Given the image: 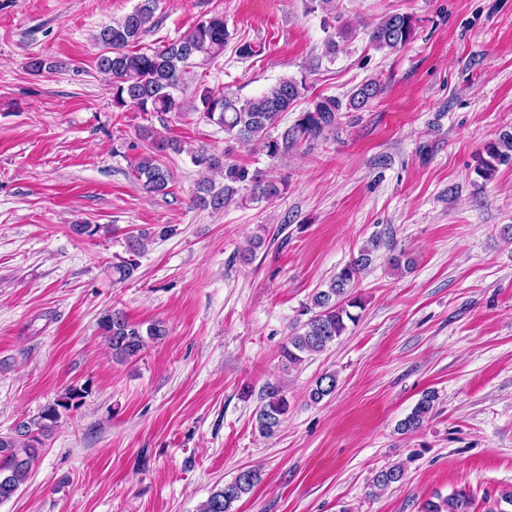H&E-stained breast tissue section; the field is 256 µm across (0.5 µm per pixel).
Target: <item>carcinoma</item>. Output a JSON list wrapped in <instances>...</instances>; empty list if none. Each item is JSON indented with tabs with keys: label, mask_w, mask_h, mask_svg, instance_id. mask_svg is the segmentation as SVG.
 <instances>
[{
	"label": "carcinoma",
	"mask_w": 512,
	"mask_h": 512,
	"mask_svg": "<svg viewBox=\"0 0 512 512\" xmlns=\"http://www.w3.org/2000/svg\"><path fill=\"white\" fill-rule=\"evenodd\" d=\"M156 0H139L137 6L111 25L102 28L96 40L107 51L97 59L98 70L112 80V105L118 109L135 107L141 112H176L181 109L178 94L183 92L185 75L195 61L214 60L224 54L231 34L224 22V15L203 17L177 39L146 52L132 51L131 45L155 26ZM309 10L324 14L323 26L329 21H340L336 0H310ZM415 23L408 14L385 16L370 31V41L379 49L396 50L405 46L413 37ZM305 82L284 77L274 85L250 98L228 96L208 88L200 90L192 110L200 117L224 130L230 139L242 144L257 142L265 155L278 159L288 151L309 145L320 137L336 130L338 112L342 107L353 110L365 108L381 92L376 80L361 84L350 96L347 104L333 97H318L312 107L298 113L294 122L279 129L284 116L294 111L297 101L305 96ZM280 133H275V130ZM170 149L182 152L178 141L168 140L153 145L143 154L133 168L134 178L148 193L163 194L170 180L169 170L163 166L158 153ZM485 155L479 157L478 175L489 180L502 165L512 164V132L488 144ZM191 162L206 170H218L224 175V185L215 189L208 179L197 183L196 197L214 210L230 204L246 205L270 201L281 193L277 182L266 172L253 170L226 158V155L208 149L190 151ZM376 241L362 248L358 255L340 268L326 287L314 293L306 307L309 317L295 327L282 348L284 366L295 367L307 355L318 354L335 344L356 323L363 309V299L356 292L360 274L371 262ZM98 327L106 338L112 357L120 362L139 355L146 340L165 336L162 322L147 327L132 324L123 312L113 310L98 320ZM337 386L336 374L320 375L309 390V399L319 403L331 396ZM89 395L86 387H72L53 403L45 406L35 417L16 423L13 432L0 435V503L11 499L24 484L47 436L61 417V412L78 409ZM437 395L428 391L422 395L397 431L407 433L422 427L431 416ZM288 411V400L279 390L267 391L263 403L255 413V429L259 435L269 437L281 425ZM404 473L401 467L391 466L377 471L370 484L369 495L377 497L400 485ZM259 473L251 468L242 469L230 482L215 486L208 498L198 507V512H234L233 505L243 495L251 492L259 481ZM472 498L464 490H457L436 501L426 500L421 512H471Z\"/></svg>",
	"instance_id": "cac0c4a2"
}]
</instances>
